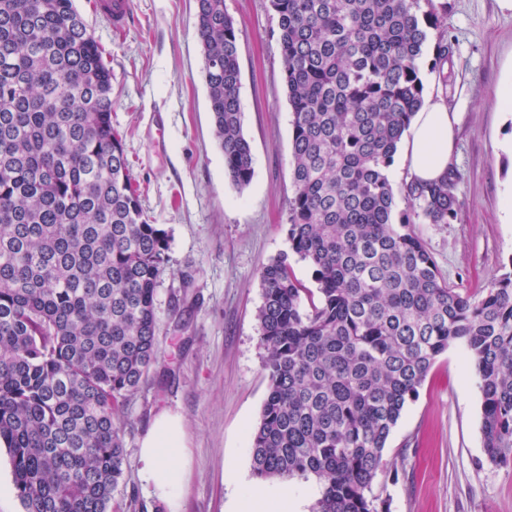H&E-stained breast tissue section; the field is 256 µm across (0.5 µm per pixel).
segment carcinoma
I'll return each mask as SVG.
<instances>
[{
    "label": "carcinoma",
    "instance_id": "carcinoma-1",
    "mask_svg": "<svg viewBox=\"0 0 512 512\" xmlns=\"http://www.w3.org/2000/svg\"><path fill=\"white\" fill-rule=\"evenodd\" d=\"M419 2L270 0L294 196L288 251L260 270L268 393L251 454L259 480L314 476L312 512H378L388 437L453 344L474 362L485 455L512 468V272L479 299L449 287L412 225L456 218V169L408 183L402 211L387 175L423 103ZM195 32L213 135L245 187L253 153L224 0H197ZM433 53L446 82V33ZM168 251L112 128V70L73 0H0V445L25 512H108L120 407L159 356Z\"/></svg>",
    "mask_w": 512,
    "mask_h": 512
}]
</instances>
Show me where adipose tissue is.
I'll list each match as a JSON object with an SVG mask.
<instances>
[{"label": "adipose tissue", "mask_w": 512, "mask_h": 512, "mask_svg": "<svg viewBox=\"0 0 512 512\" xmlns=\"http://www.w3.org/2000/svg\"><path fill=\"white\" fill-rule=\"evenodd\" d=\"M454 114L442 102H428L415 113L405 144L410 180L432 182L445 175L455 148ZM184 425L179 417L164 414L145 436L141 461L143 475L159 498L173 501L184 487L177 459L184 448ZM241 512H300L299 502L287 487L272 489L256 484L241 500Z\"/></svg>", "instance_id": "adipose-tissue-1"}]
</instances>
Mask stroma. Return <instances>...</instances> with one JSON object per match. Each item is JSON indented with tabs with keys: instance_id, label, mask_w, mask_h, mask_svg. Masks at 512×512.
<instances>
[{
	"instance_id": "35a3bbf8",
	"label": "stroma",
	"mask_w": 512,
	"mask_h": 512,
	"mask_svg": "<svg viewBox=\"0 0 512 512\" xmlns=\"http://www.w3.org/2000/svg\"><path fill=\"white\" fill-rule=\"evenodd\" d=\"M450 53L441 80L420 60L424 98L459 118V208L415 231L451 287L471 295L512 271V13L498 0H447ZM112 69V125L123 136L141 203L170 237L156 295L160 360L123 408V478L110 512H238L254 484L251 435L267 395L257 313L259 271L287 250L292 114L278 18L269 0H224L240 46L243 133L253 178L238 188L211 130L196 0H133L124 32L75 0ZM186 431L185 483L159 500L141 475V441L161 412ZM372 486L383 512H512V470L483 451L482 394L462 345L440 355L393 428Z\"/></svg>"
}]
</instances>
